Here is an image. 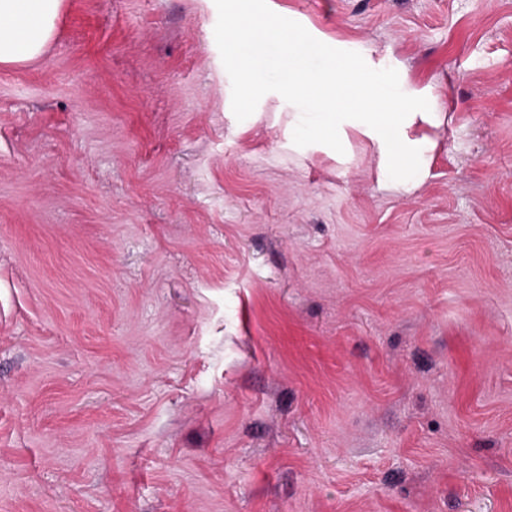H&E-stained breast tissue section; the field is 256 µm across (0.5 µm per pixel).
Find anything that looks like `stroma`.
<instances>
[{
  "instance_id": "obj_1",
  "label": "stroma",
  "mask_w": 512,
  "mask_h": 512,
  "mask_svg": "<svg viewBox=\"0 0 512 512\" xmlns=\"http://www.w3.org/2000/svg\"><path fill=\"white\" fill-rule=\"evenodd\" d=\"M227 6L0 66V512H512V0H251L446 113L409 191L242 107Z\"/></svg>"
}]
</instances>
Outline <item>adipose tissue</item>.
I'll list each match as a JSON object with an SVG mask.
<instances>
[{"label":"adipose tissue","instance_id":"1","mask_svg":"<svg viewBox=\"0 0 512 512\" xmlns=\"http://www.w3.org/2000/svg\"><path fill=\"white\" fill-rule=\"evenodd\" d=\"M65 0H0V65H23L41 58L57 34ZM227 34L238 72L249 98L265 94L259 79L266 65L253 50L260 39L285 41L288 63L281 88L298 107L292 113L288 140L296 147L343 152L349 132H357L376 150L380 179L412 189L420 180L433 143L413 134L421 122L437 123L438 115L400 93L391 80L378 79L353 67L344 55L325 56L318 69L306 58L313 46L303 35L251 12L244 0L227 11Z\"/></svg>","mask_w":512,"mask_h":512}]
</instances>
